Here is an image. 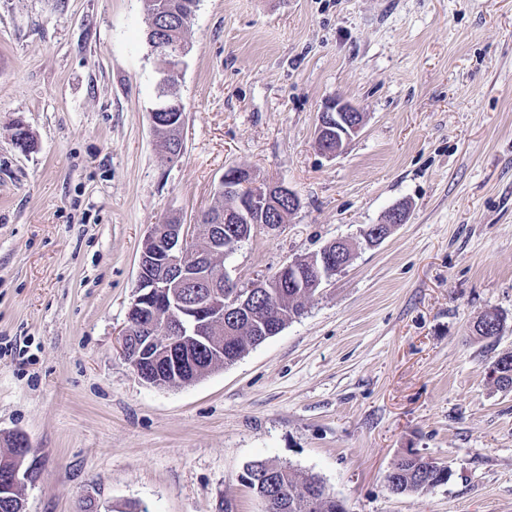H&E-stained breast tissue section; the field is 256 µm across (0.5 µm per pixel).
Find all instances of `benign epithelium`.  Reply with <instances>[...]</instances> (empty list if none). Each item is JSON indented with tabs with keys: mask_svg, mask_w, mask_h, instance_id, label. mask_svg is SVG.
Here are the masks:
<instances>
[{
	"mask_svg": "<svg viewBox=\"0 0 512 512\" xmlns=\"http://www.w3.org/2000/svg\"><path fill=\"white\" fill-rule=\"evenodd\" d=\"M154 49L173 58L176 69L186 65L188 46L181 41H165L163 29L154 27ZM365 124V117L355 106L340 99L325 102L316 126V143L319 150L332 157L343 151L352 137ZM235 198L233 209L224 220H237L253 213L271 216V222L281 226L289 213L300 206L298 196L283 183L256 185L248 179L235 186H226ZM288 201V209L281 202ZM200 238L198 226L193 224H155L144 237L141 245L135 298L130 311L139 314L122 334L124 354L135 352V360L157 362L175 359V355L188 351L208 350L219 352L210 336L213 325L235 323L250 314L257 296L275 295V289L286 287V281L299 275L303 265L312 267L317 274L315 284L322 286L341 272L352 259L353 250L346 240L336 241V255L320 249L308 256L295 258L282 267L285 275L267 277L247 288L238 286L229 272L215 266L214 257L224 256V240L217 238L210 243V254L195 259L193 242ZM224 275L227 292L211 290L219 275ZM194 285L206 287L210 292L194 301L183 299L178 289ZM29 448L25 436H19L16 453L0 458V498L21 500L20 490L35 478L38 460L24 467L20 461Z\"/></svg>",
	"mask_w": 512,
	"mask_h": 512,
	"instance_id": "benign-epithelium-1",
	"label": "benign epithelium"
}]
</instances>
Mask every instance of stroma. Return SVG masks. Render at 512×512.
Returning a JSON list of instances; mask_svg holds the SVG:
<instances>
[{"instance_id": "35a3bbf8", "label": "stroma", "mask_w": 512, "mask_h": 512, "mask_svg": "<svg viewBox=\"0 0 512 512\" xmlns=\"http://www.w3.org/2000/svg\"><path fill=\"white\" fill-rule=\"evenodd\" d=\"M147 25L145 0H0V451L20 432L40 460L25 512H265L242 480L265 459L347 512H512V391L488 376L512 353V0H200L173 164ZM332 98L365 125L328 157ZM233 166L301 199L226 259L240 287L358 247L234 364L150 385L120 347L142 240L196 223ZM487 310L493 340L473 331ZM410 453L448 483L392 493Z\"/></svg>"}]
</instances>
